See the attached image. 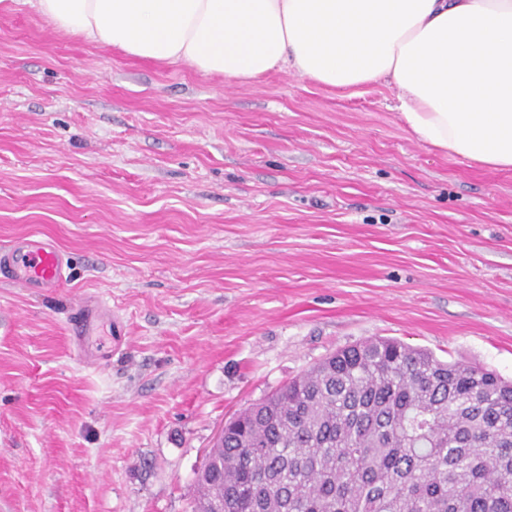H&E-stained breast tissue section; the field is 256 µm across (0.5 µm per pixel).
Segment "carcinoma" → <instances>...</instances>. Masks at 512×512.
<instances>
[{
  "label": "carcinoma",
  "mask_w": 512,
  "mask_h": 512,
  "mask_svg": "<svg viewBox=\"0 0 512 512\" xmlns=\"http://www.w3.org/2000/svg\"><path fill=\"white\" fill-rule=\"evenodd\" d=\"M193 512H512V382L377 338L226 428Z\"/></svg>",
  "instance_id": "obj_1"
}]
</instances>
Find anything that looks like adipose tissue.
<instances>
[{"label": "adipose tissue", "instance_id": "obj_1", "mask_svg": "<svg viewBox=\"0 0 512 512\" xmlns=\"http://www.w3.org/2000/svg\"><path fill=\"white\" fill-rule=\"evenodd\" d=\"M58 32L241 83L386 82L414 138L512 169V0H34Z\"/></svg>", "mask_w": 512, "mask_h": 512}]
</instances>
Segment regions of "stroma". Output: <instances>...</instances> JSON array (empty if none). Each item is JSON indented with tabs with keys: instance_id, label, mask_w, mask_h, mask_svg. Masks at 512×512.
I'll return each instance as SVG.
<instances>
[{
	"instance_id": "1",
	"label": "stroma",
	"mask_w": 512,
	"mask_h": 512,
	"mask_svg": "<svg viewBox=\"0 0 512 512\" xmlns=\"http://www.w3.org/2000/svg\"><path fill=\"white\" fill-rule=\"evenodd\" d=\"M396 91L242 84L57 33L0 0V512H190L220 429L394 338L512 380V170L433 151ZM104 304L71 333L73 297ZM67 259L55 240L22 236L0 249V276L27 288L53 290L64 281Z\"/></svg>"
}]
</instances>
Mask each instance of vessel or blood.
I'll return each mask as SVG.
<instances>
[{"mask_svg": "<svg viewBox=\"0 0 512 512\" xmlns=\"http://www.w3.org/2000/svg\"><path fill=\"white\" fill-rule=\"evenodd\" d=\"M67 259L55 240L22 236L0 249V276L28 288L52 290L64 281Z\"/></svg>", "mask_w": 512, "mask_h": 512, "instance_id": "b4317fda", "label": "vessel or blood"}]
</instances>
